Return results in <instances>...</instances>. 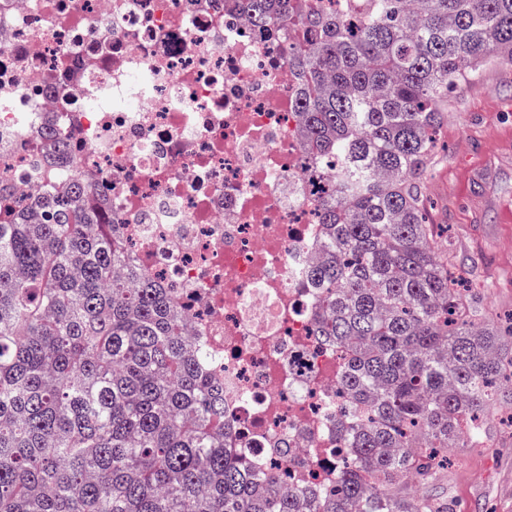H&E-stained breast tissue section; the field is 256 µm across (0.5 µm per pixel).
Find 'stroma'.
<instances>
[{
	"instance_id": "35a3bbf8",
	"label": "stroma",
	"mask_w": 512,
	"mask_h": 512,
	"mask_svg": "<svg viewBox=\"0 0 512 512\" xmlns=\"http://www.w3.org/2000/svg\"><path fill=\"white\" fill-rule=\"evenodd\" d=\"M424 193L454 264L486 281L479 299L495 319H512V64L491 59L449 95ZM487 438L488 448L449 449L427 493L462 512H512V411L496 416Z\"/></svg>"
}]
</instances>
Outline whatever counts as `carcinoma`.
Here are the masks:
<instances>
[{"label":"carcinoma","instance_id":"cac0c4a2","mask_svg":"<svg viewBox=\"0 0 512 512\" xmlns=\"http://www.w3.org/2000/svg\"><path fill=\"white\" fill-rule=\"evenodd\" d=\"M238 0L292 26L311 161L336 163L318 223L313 335L345 349L347 465L312 504L224 447V391L183 314L126 263L77 180L0 224V512H457L424 495L481 444L512 383V323L490 331L428 223L448 94L491 57L512 63V0Z\"/></svg>","mask_w":512,"mask_h":512}]
</instances>
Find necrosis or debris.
<instances>
[{"label": "necrosis or debris", "instance_id": "4bbe7bcc", "mask_svg": "<svg viewBox=\"0 0 512 512\" xmlns=\"http://www.w3.org/2000/svg\"><path fill=\"white\" fill-rule=\"evenodd\" d=\"M235 0H0V222L79 179L186 318L259 480L345 465V351L318 342L326 186L298 122L288 32Z\"/></svg>", "mask_w": 512, "mask_h": 512}]
</instances>
